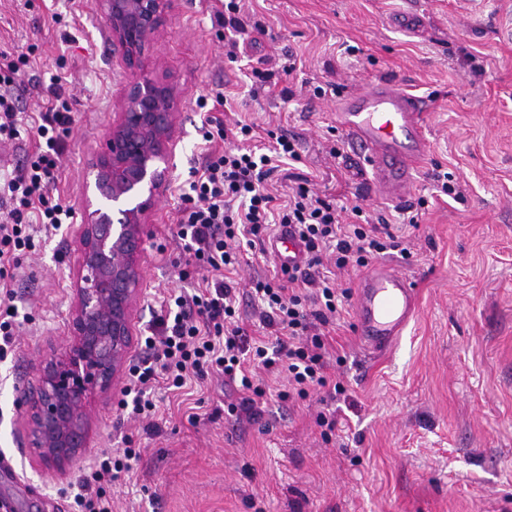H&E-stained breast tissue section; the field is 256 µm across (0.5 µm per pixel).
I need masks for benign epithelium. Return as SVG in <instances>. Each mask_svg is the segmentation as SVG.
<instances>
[{"label": "benign epithelium", "mask_w": 512, "mask_h": 512, "mask_svg": "<svg viewBox=\"0 0 512 512\" xmlns=\"http://www.w3.org/2000/svg\"><path fill=\"white\" fill-rule=\"evenodd\" d=\"M175 0H98L124 65L120 118L106 134V149L90 163L94 198L79 225L66 351L42 366L30 406V436L47 462L68 461L84 447L83 402L106 391L123 372L139 302L146 213L174 169L173 142L179 94L150 68Z\"/></svg>", "instance_id": "7a95c632"}]
</instances>
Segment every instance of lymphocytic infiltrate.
I'll return each instance as SVG.
<instances>
[{
  "label": "lymphocytic infiltrate",
  "instance_id": "f902f5d3",
  "mask_svg": "<svg viewBox=\"0 0 512 512\" xmlns=\"http://www.w3.org/2000/svg\"><path fill=\"white\" fill-rule=\"evenodd\" d=\"M26 72L15 61L0 63V136L16 139L19 108L14 91L24 84ZM64 78L53 74L45 87L47 98L35 122L45 147L34 160L16 166L0 179V265H17L37 233L58 230L72 216L70 207L51 194L54 172L61 164V137L75 115L65 96ZM206 142L232 141V148L209 154L203 167L193 172L176 237L179 247L193 256L197 266L213 271L214 279L194 293H180L172 307L161 310L140 341L141 354L129 368L121 406L133 415H150L153 403L146 393L158 377L179 387L187 374L217 372L227 387L239 388V401L227 403L230 415L255 414L264 390L245 364L287 371L298 395L308 387L325 386L324 343L317 325L327 324L350 298L348 289L321 275L326 251L335 254L337 269L367 266L390 249L383 224H347L342 206L322 198L301 178L288 203L275 208L264 181L277 162L300 161L294 137L275 135L273 154L257 153L246 146L253 140V125L236 122L226 126L218 118H206ZM292 226L306 248L302 267L282 269L280 277H254L250 294L263 308L262 324L272 329L273 347H252L238 323L236 290L225 282L223 272L241 264L242 246L261 241L271 221ZM30 318L20 311L14 290H0V358L16 342V334ZM137 448L103 451L90 467L70 483L77 512H112L109 490L120 473L139 461Z\"/></svg>",
  "mask_w": 512,
  "mask_h": 512
}]
</instances>
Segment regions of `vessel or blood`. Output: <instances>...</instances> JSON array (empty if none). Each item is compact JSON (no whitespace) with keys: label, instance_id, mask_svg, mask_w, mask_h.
Wrapping results in <instances>:
<instances>
[{"label":"vessel or blood","instance_id":"1","mask_svg":"<svg viewBox=\"0 0 512 512\" xmlns=\"http://www.w3.org/2000/svg\"><path fill=\"white\" fill-rule=\"evenodd\" d=\"M426 103L380 78L369 89L344 94L336 108V123L360 158L368 185L389 200L404 202L411 195L414 174L428 149L423 132ZM281 264L302 263L304 247L288 231L271 243ZM417 304L414 283L391 264L381 262L361 278L356 295L355 329L376 350L401 336Z\"/></svg>","mask_w":512,"mask_h":512}]
</instances>
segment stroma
Returning <instances> with one entry per match:
<instances>
[{"label":"stroma","instance_id":"obj_1","mask_svg":"<svg viewBox=\"0 0 512 512\" xmlns=\"http://www.w3.org/2000/svg\"><path fill=\"white\" fill-rule=\"evenodd\" d=\"M223 10L224 0H177L157 46L181 102L175 169L148 218L136 334L164 297L199 281L180 279L186 258L172 232L191 168L223 149L202 138L200 98L212 116L297 136L298 169L320 195L360 205L369 222L385 216L410 249L385 259L413 281L416 313L374 355L346 305L322 328L325 386L283 402L287 373L264 372L265 403L250 422L224 411L213 373L155 390L148 420L119 408L116 381L89 406L84 448L61 467L44 461L30 445L29 405L43 361L69 341L86 171L120 110L123 66L97 0H0V53L27 55L30 74L65 76L76 114L56 180L72 221L36 236L0 279L32 316L0 359V457L10 466L0 502L74 512L68 483L128 437L142 457L113 484L112 512H512V0H242L245 42L233 57L216 21ZM263 64L270 76L260 84L253 71ZM378 77L427 104L429 150L403 206L369 190L332 115L340 91ZM21 99L22 135L0 141L11 165L38 147L27 130L43 95L31 88ZM445 184L455 196L442 194Z\"/></svg>","mask_w":512,"mask_h":512}]
</instances>
